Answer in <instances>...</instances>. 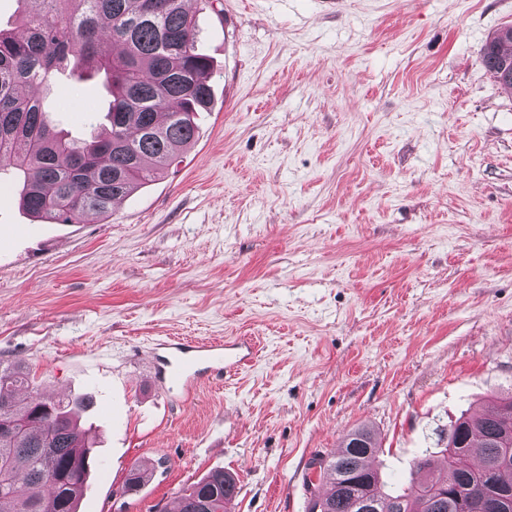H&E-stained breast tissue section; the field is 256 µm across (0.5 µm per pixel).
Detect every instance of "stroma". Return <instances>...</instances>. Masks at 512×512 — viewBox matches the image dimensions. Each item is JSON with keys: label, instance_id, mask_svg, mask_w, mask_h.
I'll use <instances>...</instances> for the list:
<instances>
[{"label": "stroma", "instance_id": "35a3bbf8", "mask_svg": "<svg viewBox=\"0 0 512 512\" xmlns=\"http://www.w3.org/2000/svg\"><path fill=\"white\" fill-rule=\"evenodd\" d=\"M187 5L214 61L196 140L110 217L0 237V363L108 408L79 512H171L215 469L227 512H308L315 455L363 424L405 486L436 426L512 393V91L480 62L512 0ZM40 98L72 139L104 122L102 82ZM172 336L258 353L165 393Z\"/></svg>", "mask_w": 512, "mask_h": 512}]
</instances>
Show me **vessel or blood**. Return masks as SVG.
Masks as SVG:
<instances>
[{"instance_id": "obj_1", "label": "vessel or blood", "mask_w": 512, "mask_h": 512, "mask_svg": "<svg viewBox=\"0 0 512 512\" xmlns=\"http://www.w3.org/2000/svg\"><path fill=\"white\" fill-rule=\"evenodd\" d=\"M255 356L251 339L172 341L159 344L154 355V380L163 390H191L200 369L228 374L248 367Z\"/></svg>"}]
</instances>
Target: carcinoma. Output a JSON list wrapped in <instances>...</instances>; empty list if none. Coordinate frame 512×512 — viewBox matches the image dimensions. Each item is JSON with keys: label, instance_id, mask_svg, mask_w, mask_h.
<instances>
[{"label": "carcinoma", "instance_id": "carcinoma-1", "mask_svg": "<svg viewBox=\"0 0 512 512\" xmlns=\"http://www.w3.org/2000/svg\"><path fill=\"white\" fill-rule=\"evenodd\" d=\"M17 23L0 29V171L23 176L21 204L38 218L72 224L88 213L109 217L113 202L168 173L175 151L197 136L195 114L212 104L213 60L198 49V31L185 0H36ZM512 63V37L494 32L481 64L491 76ZM80 71L104 79L108 125L87 140L55 129L27 87L50 88L57 74ZM30 373L0 369V424L17 435L0 442V512H77L92 466L90 446L74 420L86 397L51 400L19 394ZM437 452L413 464L410 484L390 490L373 464V430L348 433L340 451L318 461L319 477L334 486L317 494L309 512H362V498H377L379 512H465L473 495L512 512V396L486 419L466 417L436 430ZM478 465L462 468V456ZM148 473L127 475L123 490L139 491ZM236 478L213 470L183 490L180 512H226Z\"/></svg>", "mask_w": 512, "mask_h": 512}]
</instances>
